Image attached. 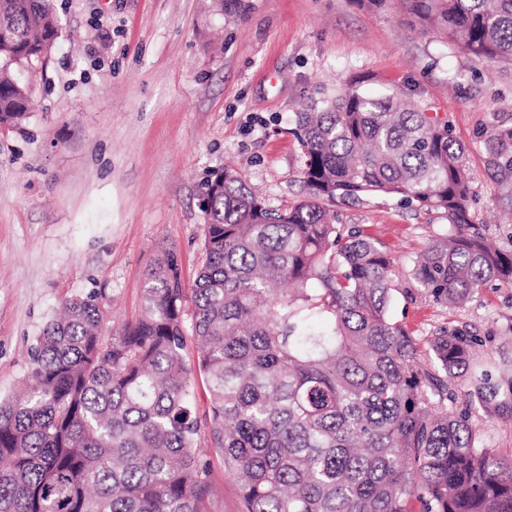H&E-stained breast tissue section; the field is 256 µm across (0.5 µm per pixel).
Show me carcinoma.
<instances>
[{
	"label": "carcinoma",
	"mask_w": 512,
	"mask_h": 512,
	"mask_svg": "<svg viewBox=\"0 0 512 512\" xmlns=\"http://www.w3.org/2000/svg\"><path fill=\"white\" fill-rule=\"evenodd\" d=\"M400 3L413 27L512 65V0ZM59 30L53 0H0L1 127L28 115L15 67ZM294 135L303 200L272 207L228 167L207 179L192 283L163 249L140 312L107 337L97 295L62 302L31 348L26 397L0 402V512H213L204 440L241 512H512V454L472 421L512 424V358L496 366L443 326L422 341L389 313L397 291L448 306L512 288V247L472 220L465 146L446 118L352 87L298 113ZM484 154L512 201L511 121ZM368 196L447 221L414 263L416 287L395 288L390 248L327 209Z\"/></svg>",
	"instance_id": "obj_1"
}]
</instances>
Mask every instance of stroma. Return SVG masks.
<instances>
[{
    "mask_svg": "<svg viewBox=\"0 0 512 512\" xmlns=\"http://www.w3.org/2000/svg\"><path fill=\"white\" fill-rule=\"evenodd\" d=\"M212 3L54 0L61 34L20 68L28 117L0 127V401L21 391L31 347L62 299L101 295L109 328L135 317L165 245L193 280L200 195L214 171H241L273 206L302 200L295 114L350 85L447 118L468 149L474 222L500 244L512 239V214L492 206L500 189L480 138L495 116L512 117V67L410 27L398 0L375 12L353 0H251L242 19ZM336 213L390 247L401 289L445 228L396 197ZM391 313L420 336L460 328L485 338V353H512V288L488 283L458 307L399 297Z\"/></svg>",
    "mask_w": 512,
    "mask_h": 512,
    "instance_id": "stroma-1",
    "label": "stroma"
}]
</instances>
